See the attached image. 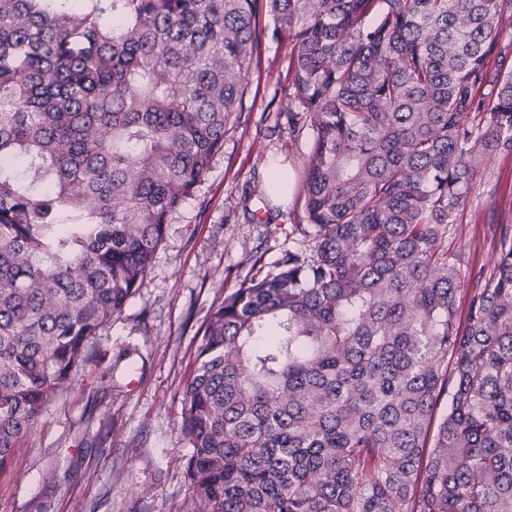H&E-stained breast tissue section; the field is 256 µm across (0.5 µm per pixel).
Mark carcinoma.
<instances>
[{
    "label": "carcinoma",
    "instance_id": "1",
    "mask_svg": "<svg viewBox=\"0 0 512 512\" xmlns=\"http://www.w3.org/2000/svg\"><path fill=\"white\" fill-rule=\"evenodd\" d=\"M68 2L0 0V473L283 42L308 245L210 312L186 512H512V222L473 191L512 154V0ZM460 222L454 247L466 252L470 265L475 269L492 264L494 254L487 214L474 211L468 205L461 213Z\"/></svg>",
    "mask_w": 512,
    "mask_h": 512
}]
</instances>
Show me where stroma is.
<instances>
[{
  "label": "stroma",
  "instance_id": "35a3bbf8",
  "mask_svg": "<svg viewBox=\"0 0 512 512\" xmlns=\"http://www.w3.org/2000/svg\"><path fill=\"white\" fill-rule=\"evenodd\" d=\"M284 44H266L246 109L196 193L168 224L139 290L88 344L92 361L42 414L5 474L0 512H184L183 388L212 308L255 274L304 249L295 196L253 194L270 163L297 183L310 141L277 109L288 92ZM455 248L491 264L484 213L465 208Z\"/></svg>",
  "mask_w": 512,
  "mask_h": 512
}]
</instances>
